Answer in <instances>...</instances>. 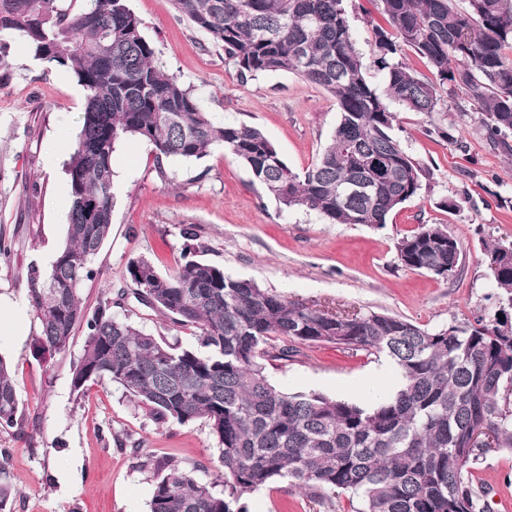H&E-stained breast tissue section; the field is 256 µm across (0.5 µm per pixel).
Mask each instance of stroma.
Returning a JSON list of instances; mask_svg holds the SVG:
<instances>
[{
    "instance_id": "35a3bbf8",
    "label": "stroma",
    "mask_w": 512,
    "mask_h": 512,
    "mask_svg": "<svg viewBox=\"0 0 512 512\" xmlns=\"http://www.w3.org/2000/svg\"><path fill=\"white\" fill-rule=\"evenodd\" d=\"M155 49L160 67L190 87L216 122L260 127L289 167L301 172L319 158L338 122L334 99L282 72L242 78L221 46L175 10L173 0H128ZM352 38L368 59L366 79L381 85L371 61L375 31L386 27L376 0H344ZM86 92L73 71L38 60L17 31L0 32V301L27 306L25 274L46 265L65 239L69 194L65 165L80 130ZM394 133L426 167L420 193L384 227L329 224L302 210L283 211L253 185L247 169L223 148L200 161L157 166L152 145L122 141L112 156V235L94 260L97 277L82 297L88 308L111 300L115 318L155 336L193 346V332L139 305L126 266L145 257L161 273L180 257L185 225H195L204 259L316 309L378 312L427 329L469 325L493 316L500 290L489 279L485 248L512 235V155L487 140L482 115L464 90L439 112H399ZM450 199L453 211L441 203ZM421 224H444L457 238L460 268L446 279L401 267L395 241ZM37 325L23 335L0 334V355L13 362L25 409L22 430L0 432V448L17 495L11 512H150L154 470L141 450L171 457L204 483L221 469L219 445L204 422L157 423L115 384L72 386L83 332L68 351L46 360L35 348ZM283 391L319 392L356 403L391 393L399 374L390 361L333 344L301 348L267 365ZM380 382L379 392L367 388ZM473 486L488 512H512V453L492 449L474 465ZM249 512H351L345 497L333 507L278 482L248 499Z\"/></svg>"
}]
</instances>
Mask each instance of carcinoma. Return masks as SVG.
<instances>
[{
	"mask_svg": "<svg viewBox=\"0 0 512 512\" xmlns=\"http://www.w3.org/2000/svg\"><path fill=\"white\" fill-rule=\"evenodd\" d=\"M176 11L224 48L241 77L292 73L336 101L338 123L318 160L292 170L263 131L218 124L155 50L127 0H87L76 11L56 0H0V31L24 34L34 56L72 69L86 92L81 129L66 165L70 208L65 243L49 263L31 266L25 292L38 350L66 352L76 329L86 342L72 385L122 387L161 423L205 422L220 446L224 490L202 483L173 458L153 460L150 512H247L256 491L287 481L317 503L344 495L354 512H487L473 489L472 464L487 429L512 451V325L508 314L430 331L376 312L314 309L234 277L202 258L197 234L174 272L129 261L132 294L179 327L197 329L183 348L86 307L96 256L112 234V154L140 138L157 163L200 161L222 146L279 209H303L328 224L382 227L422 188L425 168L394 135L396 112L430 115L443 93L465 90L484 115L487 139L512 154V0H378L391 30L377 29L374 65L383 87L365 77L343 0H173ZM424 59L434 79L395 59ZM398 262L443 278L455 274L460 246L446 224H420L395 245ZM489 278L512 307V240L485 248ZM283 345H277V342ZM335 344L385 354L398 388L372 406L321 393H288L265 361L302 346ZM24 408L12 367L0 355V432L20 429ZM0 451V512L15 494Z\"/></svg>",
	"mask_w": 512,
	"mask_h": 512,
	"instance_id": "carcinoma-1",
	"label": "carcinoma"
}]
</instances>
